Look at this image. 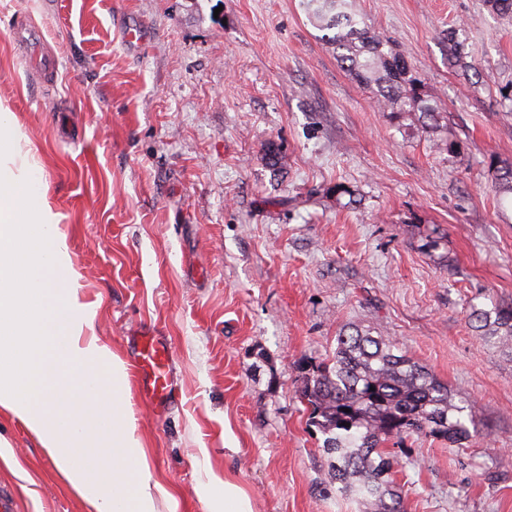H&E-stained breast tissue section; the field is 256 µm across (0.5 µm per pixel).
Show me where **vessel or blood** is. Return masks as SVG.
I'll return each instance as SVG.
<instances>
[{
    "label": "vessel or blood",
    "instance_id": "1",
    "mask_svg": "<svg viewBox=\"0 0 512 512\" xmlns=\"http://www.w3.org/2000/svg\"><path fill=\"white\" fill-rule=\"evenodd\" d=\"M13 35L27 48L36 76L41 82H52L56 73V61L46 49L40 32L28 24L20 23L14 28ZM133 349L142 396L151 403L155 411H166L174 395L168 373L169 342L154 331L145 330L135 339Z\"/></svg>",
    "mask_w": 512,
    "mask_h": 512
}]
</instances>
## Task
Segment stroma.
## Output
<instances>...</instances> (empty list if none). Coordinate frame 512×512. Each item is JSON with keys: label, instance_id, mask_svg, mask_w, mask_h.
Returning a JSON list of instances; mask_svg holds the SVG:
<instances>
[{"label": "stroma", "instance_id": "stroma-1", "mask_svg": "<svg viewBox=\"0 0 512 512\" xmlns=\"http://www.w3.org/2000/svg\"><path fill=\"white\" fill-rule=\"evenodd\" d=\"M443 114L409 132L336 59L301 0H0V104L58 215L94 334L123 362L141 329L172 347L176 398L123 393L156 512H208L234 480L254 512H357L307 423L304 369L347 324L394 339L466 407V447L412 437L406 512H512V360L472 308L512 303V23L486 0H354ZM57 59L29 80L18 15ZM132 17L148 37L125 47ZM456 32L477 72L448 64ZM274 145L278 169L264 148ZM0 485L21 512H87L0 409Z\"/></svg>", "mask_w": 512, "mask_h": 512}]
</instances>
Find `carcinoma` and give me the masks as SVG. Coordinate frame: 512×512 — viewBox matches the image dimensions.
<instances>
[{"label": "carcinoma", "instance_id": "1", "mask_svg": "<svg viewBox=\"0 0 512 512\" xmlns=\"http://www.w3.org/2000/svg\"><path fill=\"white\" fill-rule=\"evenodd\" d=\"M302 6L340 63L388 111L397 118L416 116L423 133L439 127L440 112L420 80L389 39L356 14L352 0H302ZM495 189L500 199L512 200L511 162L495 166ZM470 318L485 342L502 351L512 348V306L474 308ZM301 397L309 422L326 435L336 492L355 498L362 512H405L393 469L417 461L393 446L411 436L456 444L470 437L465 407L446 385L392 339L358 326L337 337L330 360L309 366Z\"/></svg>", "mask_w": 512, "mask_h": 512}]
</instances>
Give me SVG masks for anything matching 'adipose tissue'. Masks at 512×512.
Wrapping results in <instances>:
<instances>
[{
  "label": "adipose tissue",
  "mask_w": 512,
  "mask_h": 512,
  "mask_svg": "<svg viewBox=\"0 0 512 512\" xmlns=\"http://www.w3.org/2000/svg\"><path fill=\"white\" fill-rule=\"evenodd\" d=\"M23 136L0 107V407L39 441L89 512H155L128 370L91 336L96 312Z\"/></svg>",
  "instance_id": "adipose-tissue-1"
}]
</instances>
